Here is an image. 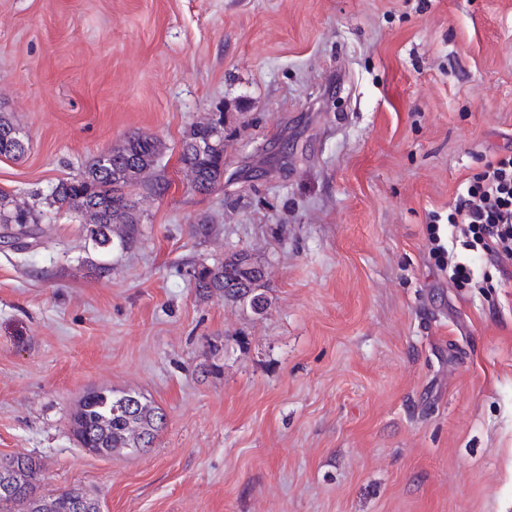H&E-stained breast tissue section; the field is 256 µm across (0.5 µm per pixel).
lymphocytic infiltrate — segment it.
<instances>
[{
  "label": "lymphocytic infiltrate",
  "mask_w": 512,
  "mask_h": 512,
  "mask_svg": "<svg viewBox=\"0 0 512 512\" xmlns=\"http://www.w3.org/2000/svg\"><path fill=\"white\" fill-rule=\"evenodd\" d=\"M427 250L456 288L487 287L481 259L512 260V148L486 158L480 172L464 179L447 214L429 213Z\"/></svg>",
  "instance_id": "obj_1"
}]
</instances>
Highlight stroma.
Instances as JSON below:
<instances>
[{
  "mask_svg": "<svg viewBox=\"0 0 512 512\" xmlns=\"http://www.w3.org/2000/svg\"><path fill=\"white\" fill-rule=\"evenodd\" d=\"M224 113V185L182 135ZM29 140L0 190L34 203L135 133L167 193L126 252L46 214L0 245V459L101 512H512V261L487 297L424 253L512 144V0H0V114ZM211 236L195 233L201 220ZM244 250L264 313L189 271ZM134 390L152 447L95 456L70 415Z\"/></svg>",
  "mask_w": 512,
  "mask_h": 512,
  "instance_id": "1",
  "label": "stroma"
}]
</instances>
